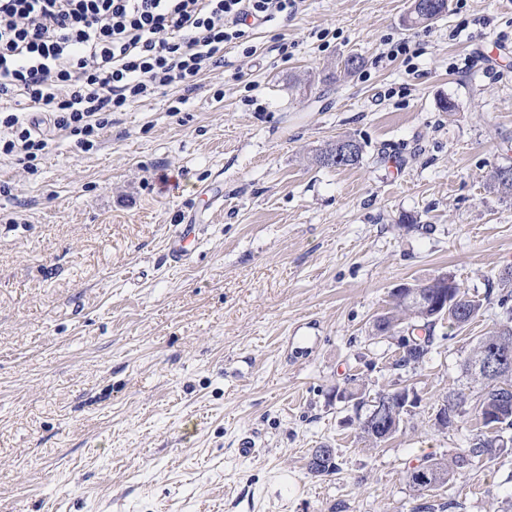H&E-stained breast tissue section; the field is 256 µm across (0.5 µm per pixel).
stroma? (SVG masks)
Listing matches in <instances>:
<instances>
[{
	"mask_svg": "<svg viewBox=\"0 0 512 512\" xmlns=\"http://www.w3.org/2000/svg\"><path fill=\"white\" fill-rule=\"evenodd\" d=\"M410 9L297 0L181 112L114 113L89 152L55 136L33 175L0 158V512H512L511 450L407 481L468 448L473 417L442 431L434 410L477 397L461 364L512 307V200L490 187L512 164V0ZM346 137L360 164L319 166ZM189 222L202 243L173 263ZM445 274L480 316L397 367L376 317ZM404 386L418 402L379 444L338 397ZM316 448L335 474H310ZM203 224H177L168 237L167 251L175 263H185L199 241ZM444 400H447L448 404L446 405L444 402H442L437 405V407L435 408L434 420L436 421V423L448 421V424H443L439 427H441L442 429H449L454 425L450 422V420L453 421L452 415L450 413V420L448 419V411L453 412L455 409H462L466 402V398L465 394L462 391H459L448 393V396H446ZM435 460L436 459L428 460L426 464H423V465L419 464L409 470V472L414 470V472H412V473L416 476V481H415L416 484L415 485L418 489H421V491H428L431 488H435L437 486L446 484L448 482L449 476L454 471L453 467L450 464H448L447 470L444 468L445 472H447L448 475L442 476L440 479H437V480H432L429 483L427 465H428V463H433ZM433 464L435 466H438V469L443 470V467L441 466L442 465L441 462L440 463L437 462V463H433Z\"/></svg>",
	"mask_w": 512,
	"mask_h": 512,
	"instance_id": "stroma-1",
	"label": "stroma"
}]
</instances>
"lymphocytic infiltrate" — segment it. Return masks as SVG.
I'll use <instances>...</instances> for the list:
<instances>
[{"instance_id": "1", "label": "lymphocytic infiltrate", "mask_w": 512, "mask_h": 512, "mask_svg": "<svg viewBox=\"0 0 512 512\" xmlns=\"http://www.w3.org/2000/svg\"><path fill=\"white\" fill-rule=\"evenodd\" d=\"M295 0H0V157L28 173L50 131L85 152L112 115L169 88L185 104L224 64L225 43L247 22L265 23Z\"/></svg>"}]
</instances>
